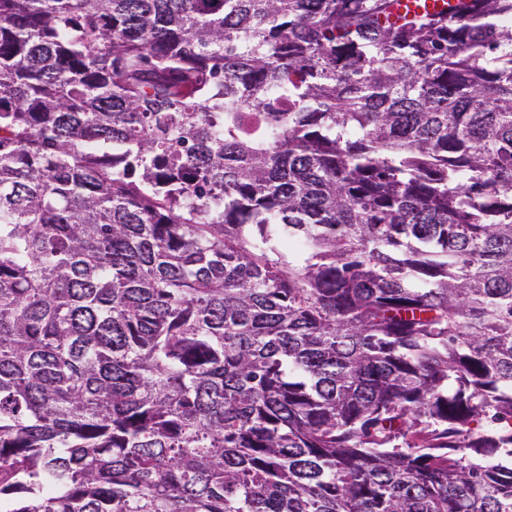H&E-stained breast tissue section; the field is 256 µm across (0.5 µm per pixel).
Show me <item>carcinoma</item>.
Listing matches in <instances>:
<instances>
[{"mask_svg": "<svg viewBox=\"0 0 512 512\" xmlns=\"http://www.w3.org/2000/svg\"><path fill=\"white\" fill-rule=\"evenodd\" d=\"M0 512H512V0H0Z\"/></svg>", "mask_w": 512, "mask_h": 512, "instance_id": "obj_1", "label": "carcinoma"}]
</instances>
